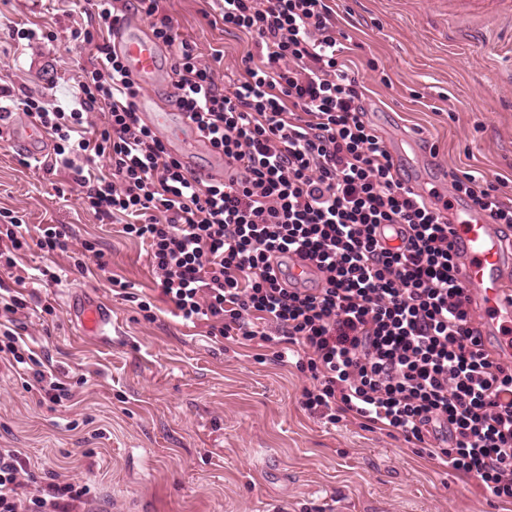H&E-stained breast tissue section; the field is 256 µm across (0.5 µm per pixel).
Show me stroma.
Listing matches in <instances>:
<instances>
[{"instance_id": "1", "label": "stroma", "mask_w": 512, "mask_h": 512, "mask_svg": "<svg viewBox=\"0 0 512 512\" xmlns=\"http://www.w3.org/2000/svg\"><path fill=\"white\" fill-rule=\"evenodd\" d=\"M342 29L358 43L351 67L368 89L366 119L421 193L455 194L450 173L499 176L512 199V0H334ZM182 38L204 59L222 51L231 78L255 40L211 25L210 0H163ZM91 0H0V87L66 105L91 49L70 31ZM53 31L16 42L10 27ZM29 116L11 113L0 139V212L28 228L63 224L70 248L100 241L105 267L81 272L66 254L32 249L24 285L0 267V294L20 295L15 318L26 345L70 376V399H40L30 373L0 358V448H20L39 485H88L80 512H503L403 439L327 424L301 409L310 381L273 354L188 327L159 296L147 248L123 237L83 204L70 171L17 163ZM423 152H408V139ZM50 267L51 277L40 268ZM149 297L155 321L116 296L111 278ZM106 303L123 333L106 342L73 326L67 300Z\"/></svg>"}]
</instances>
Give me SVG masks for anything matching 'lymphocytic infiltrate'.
I'll return each mask as SVG.
<instances>
[{"label": "lymphocytic infiltrate", "instance_id": "lymphocytic-infiltrate-1", "mask_svg": "<svg viewBox=\"0 0 512 512\" xmlns=\"http://www.w3.org/2000/svg\"><path fill=\"white\" fill-rule=\"evenodd\" d=\"M107 26L128 12L174 52L176 105L224 157L217 180L183 166L136 112L109 41L94 46L73 104H18L53 143L46 172L68 169L97 217L147 244L163 298L183 323L274 357L313 380L299 403L334 424L403 437L473 489L512 505V357L486 349L480 316L458 278L448 217L402 177L365 119V87L342 59L347 34L331 0H219L228 30L255 37L243 79L223 84L222 54L202 59L160 0H95ZM84 165H74L76 157ZM109 161L108 172L95 169ZM458 197L512 231V199L484 174L453 175ZM0 264L19 252L67 251V230L37 237L18 217L0 225ZM295 254L314 283L277 276ZM20 450L0 448V512H76L72 482L31 491Z\"/></svg>", "mask_w": 512, "mask_h": 512}]
</instances>
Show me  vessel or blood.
Segmentation results:
<instances>
[{
  "label": "vessel or blood",
  "instance_id": "vessel-or-blood-1",
  "mask_svg": "<svg viewBox=\"0 0 512 512\" xmlns=\"http://www.w3.org/2000/svg\"><path fill=\"white\" fill-rule=\"evenodd\" d=\"M112 45L121 55L130 79L142 93L136 102L141 119L158 130L173 155L192 166L195 154L210 149L200 134H189L190 120L182 112H162L154 105V89L160 75L164 48L146 31L142 22L129 20L112 32ZM451 240L459 254L458 277L475 300L481 316L484 343L503 354H512V281L506 278L512 267L507 252L488 217L471 209L465 201L452 207ZM69 313L81 333L109 336L112 312L102 302L84 295L72 298Z\"/></svg>",
  "mask_w": 512,
  "mask_h": 512
}]
</instances>
